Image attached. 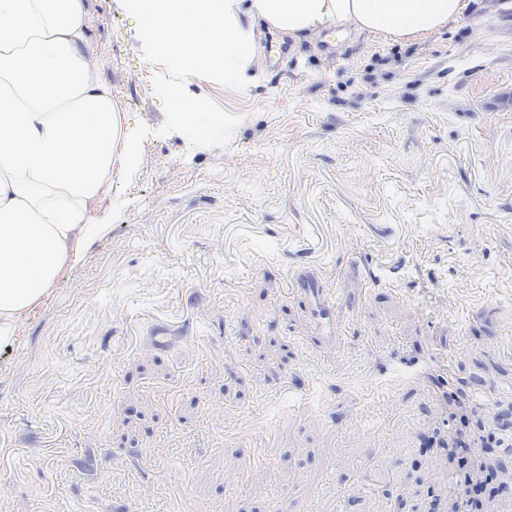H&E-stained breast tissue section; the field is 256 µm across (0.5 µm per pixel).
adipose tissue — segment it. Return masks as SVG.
<instances>
[{"instance_id": "obj_1", "label": "adipose tissue", "mask_w": 512, "mask_h": 512, "mask_svg": "<svg viewBox=\"0 0 512 512\" xmlns=\"http://www.w3.org/2000/svg\"><path fill=\"white\" fill-rule=\"evenodd\" d=\"M470 0H127L145 61L201 71L232 86L252 78L263 33L292 39L327 23L414 42L463 18ZM84 0H0V343L106 232L99 205L137 146L90 47ZM171 125L198 136L202 103L180 85Z\"/></svg>"}]
</instances>
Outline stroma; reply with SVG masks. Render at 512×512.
Returning a JSON list of instances; mask_svg holds the SVG:
<instances>
[{
  "mask_svg": "<svg viewBox=\"0 0 512 512\" xmlns=\"http://www.w3.org/2000/svg\"><path fill=\"white\" fill-rule=\"evenodd\" d=\"M496 2L413 43L265 34L245 89L182 73L224 121L195 145L125 0H86L138 155L99 208L107 232L0 346V512H459L477 466L478 512H512ZM307 267L340 275L339 349L307 344L287 286Z\"/></svg>",
  "mask_w": 512,
  "mask_h": 512,
  "instance_id": "35a3bbf8",
  "label": "stroma"
}]
</instances>
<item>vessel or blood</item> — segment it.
Returning <instances> with one entry per match:
<instances>
[{"label": "vessel or blood", "instance_id": "vessel-or-blood-1", "mask_svg": "<svg viewBox=\"0 0 512 512\" xmlns=\"http://www.w3.org/2000/svg\"><path fill=\"white\" fill-rule=\"evenodd\" d=\"M289 286L301 296L303 311L315 328L313 346L320 349L337 346L346 334V325L334 285L311 271L296 270L289 276Z\"/></svg>", "mask_w": 512, "mask_h": 512}]
</instances>
